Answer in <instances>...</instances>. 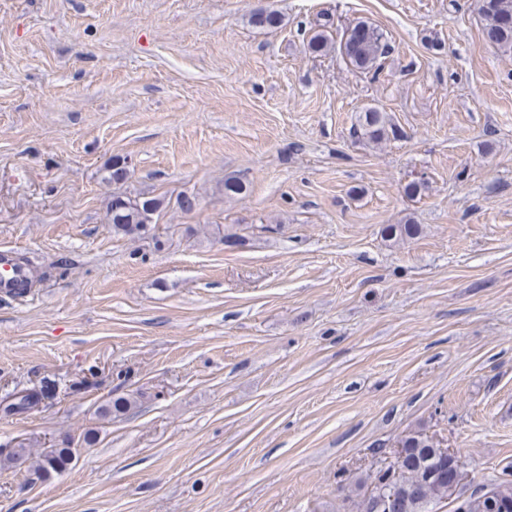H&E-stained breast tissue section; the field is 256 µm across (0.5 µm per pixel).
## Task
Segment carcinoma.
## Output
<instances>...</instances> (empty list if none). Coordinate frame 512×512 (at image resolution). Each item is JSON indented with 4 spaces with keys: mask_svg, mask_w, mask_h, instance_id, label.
Here are the masks:
<instances>
[{
    "mask_svg": "<svg viewBox=\"0 0 512 512\" xmlns=\"http://www.w3.org/2000/svg\"><path fill=\"white\" fill-rule=\"evenodd\" d=\"M480 12L485 19L492 15L505 20V23L495 27L484 26L483 35L504 51L512 52V0H480ZM280 22V16L272 11L259 10L251 15V23L259 27H276ZM386 47L383 33L365 22H359L348 35L344 58L353 67L376 74ZM357 130L361 137L372 142L386 140L394 132L387 113L376 107H368L359 115ZM106 171V180L116 185L125 183L128 178V166L119 158L113 159ZM160 206L161 200L157 197L142 195L132 198L124 193L112 194L108 207L112 232L131 238L144 237ZM383 233L389 239H411L419 235L420 227L417 224H388L383 228ZM37 402L38 394L27 393L18 401L7 404L3 411L6 414L22 412ZM135 404L136 401L130 397H118L103 409V413L124 415ZM401 445L407 449V457L396 481H390L387 474L379 471L371 476V483H391V489L403 504V512H433V506L448 498L447 489L439 481V477L448 472V460L434 451V441L423 433L405 436L401 439ZM72 457L73 450L69 447L53 448L38 461V471L45 476L62 472L71 464ZM489 487V496L479 490L467 495V512H489L488 503L492 497L512 503V479H501L489 484Z\"/></svg>",
    "mask_w": 512,
    "mask_h": 512,
    "instance_id": "cac0c4a2",
    "label": "carcinoma"
}]
</instances>
